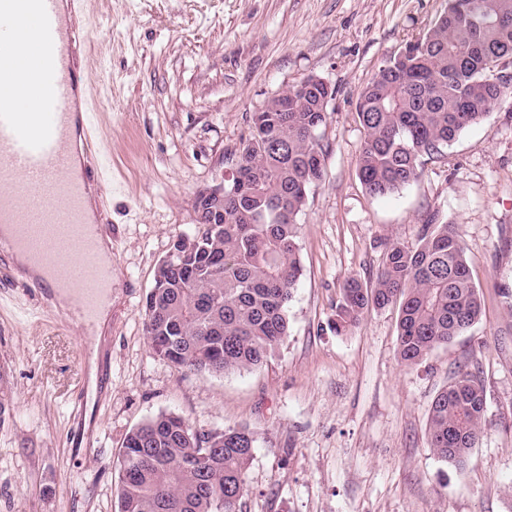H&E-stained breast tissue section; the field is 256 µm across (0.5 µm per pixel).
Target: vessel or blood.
Returning <instances> with one entry per match:
<instances>
[{
  "label": "vessel or blood",
  "mask_w": 512,
  "mask_h": 512,
  "mask_svg": "<svg viewBox=\"0 0 512 512\" xmlns=\"http://www.w3.org/2000/svg\"><path fill=\"white\" fill-rule=\"evenodd\" d=\"M88 34L61 8V0H0V68L22 82L0 91V227L9 233L15 271L27 287L65 293L83 333L80 355L101 358L97 315L112 298V264L101 256L102 223L89 219L87 174L75 172L78 142L90 124L74 100L85 76L75 64ZM35 93L37 110L14 102Z\"/></svg>",
  "instance_id": "1"
}]
</instances>
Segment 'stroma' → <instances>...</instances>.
<instances>
[{"label": "stroma", "instance_id": "stroma-1", "mask_svg": "<svg viewBox=\"0 0 512 512\" xmlns=\"http://www.w3.org/2000/svg\"><path fill=\"white\" fill-rule=\"evenodd\" d=\"M87 158L108 193L112 326L96 399L81 332L38 314L41 297L0 286V512H117L126 434L162 412L202 432L257 437L240 512H512V98L424 159L399 193L357 176L356 105L382 62L447 0H84ZM309 76L336 90L322 130L326 176L297 218L303 275L290 330L268 364L213 376L154 356L144 304L155 270L198 226L196 196L223 182L252 116ZM457 224L483 295L480 320L419 365L397 354V310L336 334L348 278L370 282L386 242L413 244L428 216ZM486 391L485 429L458 470L429 448L428 413L460 368ZM82 409L94 455L69 442Z\"/></svg>", "mask_w": 512, "mask_h": 512}]
</instances>
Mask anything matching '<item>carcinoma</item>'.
<instances>
[{"label": "carcinoma", "instance_id": "obj_1", "mask_svg": "<svg viewBox=\"0 0 512 512\" xmlns=\"http://www.w3.org/2000/svg\"><path fill=\"white\" fill-rule=\"evenodd\" d=\"M413 53L386 59L361 92L364 139L360 183L373 197L396 193L512 93L488 58L512 59V0H448L447 9L408 41ZM333 92L308 78L254 114L238 177L224 182V222L202 211L198 232L177 244V267L158 265L146 296L148 346L177 369L211 375L262 367L288 336V304L302 275L297 217L323 181ZM398 307L397 352L407 366L467 332L480 319L455 224L429 218L413 245H387L374 280L346 281L336 303V333L372 310ZM477 373L459 370L432 402L428 441L463 468L485 424ZM256 444L246 427L200 432L182 416L159 413L122 444L118 512H237Z\"/></svg>", "mask_w": 512, "mask_h": 512}]
</instances>
